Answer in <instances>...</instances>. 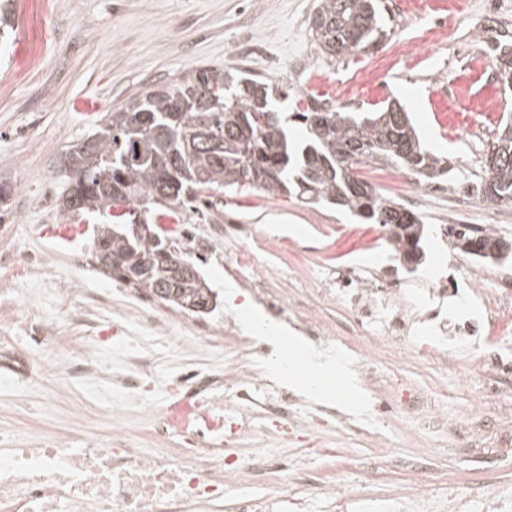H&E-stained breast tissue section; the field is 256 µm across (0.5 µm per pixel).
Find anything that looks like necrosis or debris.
Returning a JSON list of instances; mask_svg holds the SVG:
<instances>
[{"instance_id": "1", "label": "necrosis or debris", "mask_w": 512, "mask_h": 512, "mask_svg": "<svg viewBox=\"0 0 512 512\" xmlns=\"http://www.w3.org/2000/svg\"><path fill=\"white\" fill-rule=\"evenodd\" d=\"M483 264L470 257L452 266L434 283L417 281L398 266L378 264L374 276L361 278L348 269L330 281L327 295L344 306L368 335L360 354L371 367L374 350L387 347L403 356L418 355L417 339L427 337L435 356L462 355V369L487 360H512V354L494 348L487 334L497 312L512 309V274L482 280ZM227 274L246 288L272 314L285 315L288 301L278 288L266 286L270 273L261 263L227 264ZM138 341L124 343L122 354L134 374L116 378L113 387L127 405L136 404L144 388L148 353L144 337L163 333L166 321L154 308L132 306ZM30 326L35 334L51 330L41 315L20 306L0 318V362L28 367L39 357L37 342L17 349L12 330ZM240 324L224 322L228 353L223 365L202 371L187 367L173 380L180 394L177 406L147 417L145 433L150 448L138 447L126 430L115 428L108 439L87 440L85 447H69L64 437L48 434L23 448L0 451V512H223L226 483L262 486L261 494L235 501L236 512H308L307 496H291L272 486L269 476L281 470L297 484L308 475L300 468H283L280 458L255 451L251 457L228 456L226 444L237 441L260 421L263 430L281 442L295 438L288 391L259 390L257 377L247 367V353L237 342ZM56 348L68 377L86 380L102 375L96 355L74 356L77 347H93L96 337L81 342L56 336ZM183 438L186 447H166L170 435ZM320 493L325 512H512V483L493 482L486 497L471 500L454 491L430 492L409 486L377 499L337 482L335 472L322 477Z\"/></svg>"}]
</instances>
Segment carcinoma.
Wrapping results in <instances>:
<instances>
[{"instance_id":"1","label":"carcinoma","mask_w":512,"mask_h":512,"mask_svg":"<svg viewBox=\"0 0 512 512\" xmlns=\"http://www.w3.org/2000/svg\"><path fill=\"white\" fill-rule=\"evenodd\" d=\"M379 0H319L310 32L331 57L365 51L385 34ZM496 79L512 81V43L495 44ZM305 130L303 143L289 140L288 124ZM396 166L420 181L448 175V159L427 150L410 114L396 100L371 110L348 111L313 101L295 112H276L272 89L247 73L209 67L195 69L106 113L94 132L69 149L62 169L69 173L62 202L69 213L107 212L96 230L95 258L109 251L122 260L102 273L134 290L152 293L166 287L161 302L179 312L213 294L201 275L177 273L154 263L136 282L127 273L165 248L182 258L166 231L158 240H137L132 225L139 216L170 218L206 191L252 187L276 196L294 193L367 224H379L393 250L404 254V238L422 247L423 216L386 200L357 167ZM484 176L476 196L489 207L512 204V122L501 123L486 152ZM500 240L491 229L480 236L459 232L454 246L483 259L468 244Z\"/></svg>"}]
</instances>
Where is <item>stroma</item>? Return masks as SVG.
I'll use <instances>...</instances> for the list:
<instances>
[{"instance_id":"1","label":"stroma","mask_w":512,"mask_h":512,"mask_svg":"<svg viewBox=\"0 0 512 512\" xmlns=\"http://www.w3.org/2000/svg\"><path fill=\"white\" fill-rule=\"evenodd\" d=\"M15 0L13 43L0 47V180L11 187L0 203V242L8 241L16 261L45 257L52 273L18 280L11 303L69 320L94 306L97 336L112 333L115 309L132 290L103 276L83 234L63 244L53 236L58 224L99 226V214L66 215L59 210L67 178L59 158L87 137L106 112L187 72L233 67L276 89L278 111H296L317 98L349 110L398 99L410 113L428 149L447 155L453 191L467 195L483 174L498 117L512 113V94L503 95L495 78L491 49L495 28L478 31L471 14L475 0H382L387 36L368 52L336 58L321 52L309 32L317 0ZM497 112H490V103ZM447 120L440 139L432 114ZM362 179L383 197L402 202L417 191L416 179L394 166L360 169ZM218 211L192 204L179 211L182 236L174 241L217 294V307L205 321L223 326L228 313L250 301L237 291L224 268L240 258L242 247L215 238L221 225L246 224L273 241L251 245L272 268L271 286L286 290L296 311L315 313L332 326L342 345L365 343L353 332L346 312L318 295L339 266L374 267L391 258L374 224H361L334 209L284 194L254 189L223 192ZM447 199L431 200L423 273L463 262L465 255L441 240ZM340 346V348H341ZM340 348L327 352L329 370L277 372L263 360L271 384L288 388L300 405L334 407L363 434L336 439V454L349 467L337 470L344 484L383 493L419 485L435 490L455 485L471 497L483 496L502 455L512 456V371L491 365L471 377L459 374L453 360L412 359L393 351L376 356V370L357 379ZM153 373L148 378L145 411L171 403L172 378L186 356L164 337L153 342ZM108 373L93 383L68 381L67 394L80 418L69 419L45 398L0 420V427L52 426L75 432L97 425L109 411L104 398L112 372L123 371L115 352L103 354ZM317 378L312 387L308 378ZM408 399H401V392Z\"/></svg>"}]
</instances>
